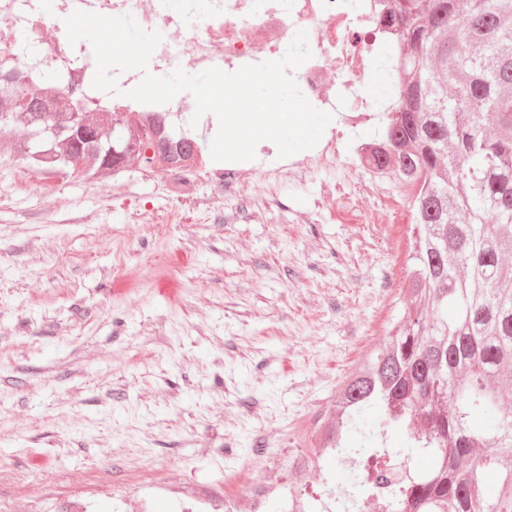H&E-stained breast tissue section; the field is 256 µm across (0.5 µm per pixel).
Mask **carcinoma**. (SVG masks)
<instances>
[{"mask_svg": "<svg viewBox=\"0 0 512 512\" xmlns=\"http://www.w3.org/2000/svg\"><path fill=\"white\" fill-rule=\"evenodd\" d=\"M395 16L379 162L417 183L415 270L404 317L336 396L323 447L352 481L326 494L336 512L358 500L380 512H512V414L500 407L512 391V0H400ZM23 80L0 66L13 105L0 114V153L21 149L42 177L175 162L166 136L126 123L116 157L65 121L32 155L25 132L49 114L54 79L35 90ZM367 412L376 425L363 424ZM414 457L427 470L392 480V462Z\"/></svg>", "mask_w": 512, "mask_h": 512, "instance_id": "cac0c4a2", "label": "carcinoma"}]
</instances>
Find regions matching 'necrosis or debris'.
<instances>
[{
    "instance_id": "necrosis-or-debris-1",
    "label": "necrosis or debris",
    "mask_w": 512,
    "mask_h": 512,
    "mask_svg": "<svg viewBox=\"0 0 512 512\" xmlns=\"http://www.w3.org/2000/svg\"><path fill=\"white\" fill-rule=\"evenodd\" d=\"M392 5L393 0H194L193 10L183 13L172 0H0V62L22 66L29 58H38L42 69L30 72L31 87H39L42 73H49L56 78L59 102L76 92L111 100L113 111L130 113L137 129L161 128L172 134L176 147V125L185 121L189 99L145 104L126 97V90L134 88L144 73L164 76L185 66L197 74L210 68L236 70L283 56L296 33L306 31L312 56L293 77L312 105L342 118L340 126H328L308 155L282 158L264 146L253 160L219 166L207 154L195 152L177 165L153 166L149 173L180 186L206 181L210 205L223 208L228 222L243 214L266 219L280 208L284 187L326 169L334 175L324 186L325 194L352 208L358 196L380 194L396 178L391 166L374 162L380 152L378 140L347 138L349 131L372 122L380 109V98L370 91L368 80L380 68L384 49L401 40ZM77 10L128 15L142 29L161 34L147 71L118 72L121 95L112 98L93 88L92 47L69 42L64 20ZM352 162L365 174L357 188L347 187L339 175ZM258 176L265 180L266 190L254 196L250 187Z\"/></svg>"
}]
</instances>
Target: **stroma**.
Listing matches in <instances>:
<instances>
[{"label": "stroma", "instance_id": "obj_1", "mask_svg": "<svg viewBox=\"0 0 512 512\" xmlns=\"http://www.w3.org/2000/svg\"><path fill=\"white\" fill-rule=\"evenodd\" d=\"M167 180L131 172L47 185L0 159V512H138L154 488L231 499L284 483L349 484L310 455L336 390L389 335L409 281L414 212L401 187L363 199L376 224L317 216L319 184L285 191L294 221L194 210ZM144 204L161 224L135 223Z\"/></svg>", "mask_w": 512, "mask_h": 512}]
</instances>
